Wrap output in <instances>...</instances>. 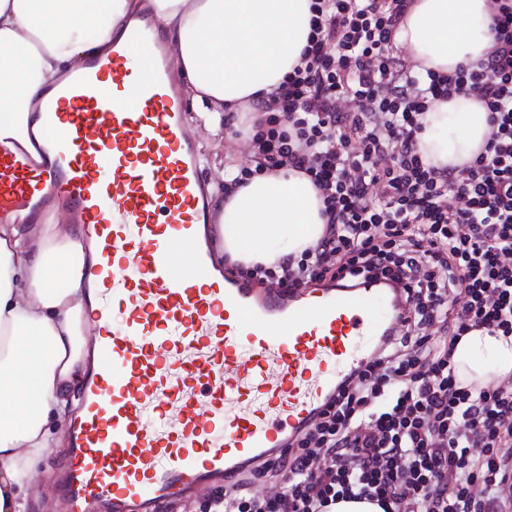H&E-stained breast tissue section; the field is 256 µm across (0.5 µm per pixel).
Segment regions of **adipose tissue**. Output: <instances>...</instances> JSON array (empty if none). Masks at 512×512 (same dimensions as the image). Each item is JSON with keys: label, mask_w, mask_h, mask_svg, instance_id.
Returning a JSON list of instances; mask_svg holds the SVG:
<instances>
[{"label": "adipose tissue", "mask_w": 512, "mask_h": 512, "mask_svg": "<svg viewBox=\"0 0 512 512\" xmlns=\"http://www.w3.org/2000/svg\"><path fill=\"white\" fill-rule=\"evenodd\" d=\"M488 0H414L400 20L397 43L418 64L443 73L486 54L493 44ZM109 21L84 38L99 7ZM161 38L173 49L179 79L207 106L218 130L271 93L299 60L308 36L309 0H152ZM139 0H0L1 134L37 129L29 112L66 72L108 52ZM488 133L487 113L457 95L424 118L419 148L438 166L472 158ZM209 202L224 235V259L272 265L300 255L324 233L321 201L310 180L289 170L256 175L248 187ZM88 246L67 211L32 224H0V512H26L35 462L66 441L63 425L93 368L83 287ZM68 288H59V280ZM459 381L487 385L512 374V336L473 329L452 357Z\"/></svg>", "instance_id": "1"}]
</instances>
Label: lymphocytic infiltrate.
Here are the masks:
<instances>
[{
    "instance_id": "f902f5d3",
    "label": "lymphocytic infiltrate",
    "mask_w": 512,
    "mask_h": 512,
    "mask_svg": "<svg viewBox=\"0 0 512 512\" xmlns=\"http://www.w3.org/2000/svg\"><path fill=\"white\" fill-rule=\"evenodd\" d=\"M412 0H311L298 65L257 118L233 127L254 149L228 191L265 170L309 178L322 238L242 280L397 285L404 314L373 362L276 458L225 484L216 512H330L340 499L383 512H512V388L461 386L452 351L473 328L512 335V0H495L486 56L444 74L399 69L394 32ZM457 94L485 108L470 161L437 166L418 148L423 118ZM448 326L447 338L428 334ZM282 486L251 495L255 478Z\"/></svg>"
}]
</instances>
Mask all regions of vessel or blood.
<instances>
[{
    "label": "vessel or blood",
    "instance_id": "vessel-or-blood-1",
    "mask_svg": "<svg viewBox=\"0 0 512 512\" xmlns=\"http://www.w3.org/2000/svg\"><path fill=\"white\" fill-rule=\"evenodd\" d=\"M173 72L141 12L42 101L43 161L0 136V223L62 205L97 249L63 512H154L281 451L402 310L380 282L290 296L225 277L197 240L210 206Z\"/></svg>",
    "mask_w": 512,
    "mask_h": 512
}]
</instances>
